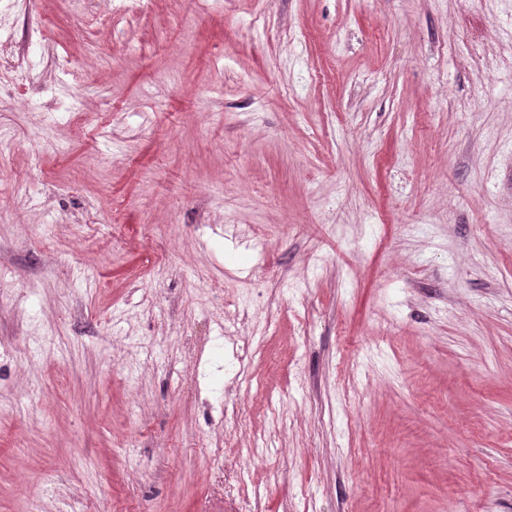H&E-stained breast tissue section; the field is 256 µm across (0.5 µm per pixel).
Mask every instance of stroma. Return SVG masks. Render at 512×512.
<instances>
[{
	"label": "stroma",
	"mask_w": 512,
	"mask_h": 512,
	"mask_svg": "<svg viewBox=\"0 0 512 512\" xmlns=\"http://www.w3.org/2000/svg\"><path fill=\"white\" fill-rule=\"evenodd\" d=\"M10 12L0 512H512V0Z\"/></svg>",
	"instance_id": "obj_1"
}]
</instances>
